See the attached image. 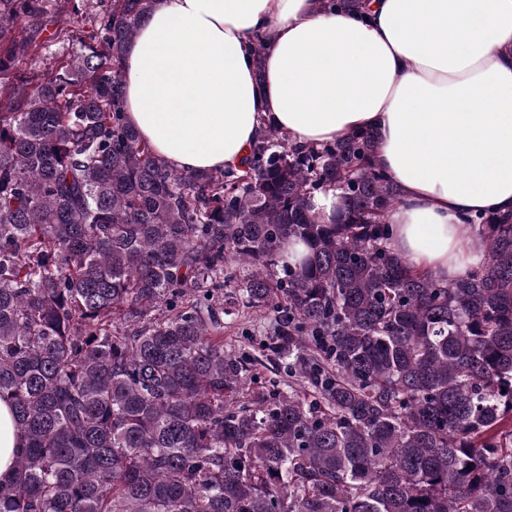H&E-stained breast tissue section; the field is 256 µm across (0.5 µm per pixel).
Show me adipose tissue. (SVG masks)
<instances>
[{"label":"adipose tissue","mask_w":512,"mask_h":512,"mask_svg":"<svg viewBox=\"0 0 512 512\" xmlns=\"http://www.w3.org/2000/svg\"><path fill=\"white\" fill-rule=\"evenodd\" d=\"M121 81L180 170L240 166L268 125L301 145L372 131L399 193L391 246L435 279L481 269L471 218L512 212V0H156Z\"/></svg>","instance_id":"obj_1"}]
</instances>
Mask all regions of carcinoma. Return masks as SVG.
<instances>
[{
  "label": "carcinoma",
  "mask_w": 512,
  "mask_h": 512,
  "mask_svg": "<svg viewBox=\"0 0 512 512\" xmlns=\"http://www.w3.org/2000/svg\"><path fill=\"white\" fill-rule=\"evenodd\" d=\"M45 3L0 0V512H512V213L470 220L488 265L443 283L391 247L368 130L172 168L121 82L155 0L17 75L70 35ZM240 310L257 355L224 345ZM64 39V40H63ZM68 37L55 39L47 52V59L30 60L28 58L19 59L15 62L17 72L27 73L35 70H43L45 67L52 65L56 60L66 57L71 53V42L67 41ZM310 204L315 212L326 219L330 218L340 205L339 191L329 190L314 194ZM22 447V438L15 428L9 405L0 400V479L6 481Z\"/></svg>",
  "instance_id": "1"
}]
</instances>
